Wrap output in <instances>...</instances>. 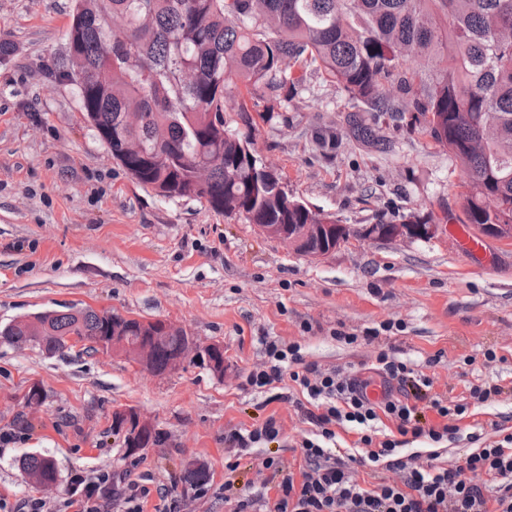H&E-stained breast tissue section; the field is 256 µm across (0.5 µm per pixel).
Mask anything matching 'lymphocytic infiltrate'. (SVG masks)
Listing matches in <instances>:
<instances>
[{"mask_svg": "<svg viewBox=\"0 0 512 512\" xmlns=\"http://www.w3.org/2000/svg\"><path fill=\"white\" fill-rule=\"evenodd\" d=\"M267 367L250 373V386L266 388L290 377L306 406L303 414L315 428L303 439L300 458L283 470L277 457H264L263 470L282 473L276 485L259 491H235L224 483L225 501L234 512H512V432L497 425V439L481 427L463 432L470 401L488 402L503 392L497 383L471 386L468 401L449 403L434 393L432 376L388 352H380L370 376L342 367L324 369L308 362L301 347L260 339ZM380 384L382 397L367 389ZM356 432L342 446L339 432ZM467 436L470 449L455 463L437 465L439 444ZM63 512H107L111 499L126 512H144L150 494L138 482L102 472L77 477Z\"/></svg>", "mask_w": 512, "mask_h": 512, "instance_id": "lymphocytic-infiltrate-1", "label": "lymphocytic infiltrate"}]
</instances>
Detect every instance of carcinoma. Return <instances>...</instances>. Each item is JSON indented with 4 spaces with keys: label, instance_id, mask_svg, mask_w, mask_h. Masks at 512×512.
Instances as JSON below:
<instances>
[{
    "label": "carcinoma",
    "instance_id": "cac0c4a2",
    "mask_svg": "<svg viewBox=\"0 0 512 512\" xmlns=\"http://www.w3.org/2000/svg\"><path fill=\"white\" fill-rule=\"evenodd\" d=\"M68 42L92 130L159 197L204 201L248 224L340 223L280 189L282 176L226 119L272 125L319 76L345 94L356 143L386 150L384 116L426 130L461 169L459 223L512 239V0H75ZM316 140L332 157L334 124ZM118 322L143 335L136 318L71 305L1 325L0 342L37 336L54 355L78 342L97 353ZM185 341L176 332L158 344L161 370ZM122 430L132 451L161 442L113 420ZM22 465L35 486L56 481L50 456Z\"/></svg>",
    "mask_w": 512,
    "mask_h": 512
}]
</instances>
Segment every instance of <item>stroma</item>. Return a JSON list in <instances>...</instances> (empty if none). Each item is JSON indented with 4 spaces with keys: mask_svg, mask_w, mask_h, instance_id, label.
I'll return each mask as SVG.
<instances>
[{
    "mask_svg": "<svg viewBox=\"0 0 512 512\" xmlns=\"http://www.w3.org/2000/svg\"><path fill=\"white\" fill-rule=\"evenodd\" d=\"M72 0H0V325L60 305L109 308L184 327L197 346H224L223 376L186 360L153 376L128 357L71 352L48 356L37 346L0 343V512L24 498L58 504L75 475L101 470L148 481L145 512H164L160 486L176 484L180 512H233L224 481L260 484L258 463L273 452L293 460L312 431L290 380L261 392L246 383L265 359L261 337L300 344L306 361L366 373L380 352L429 369L435 392L459 402L486 381L508 393L475 405L487 436L512 417V241L484 237V252L465 253L444 213L462 215L461 172L443 147L420 131L381 125L386 152L358 145L343 122L347 101L312 78L296 109L252 133L261 161L290 192L333 213L351 236L312 260L260 234L238 217L200 201L166 199L142 189L113 160L79 109L73 86L53 61L65 53ZM335 122L334 160L320 157L314 126ZM412 215L439 220L429 239L376 240L358 230L376 219ZM356 337L353 345L345 337ZM496 361H486L487 352ZM442 353L440 363L426 360ZM44 402L24 407L30 387ZM131 409L163 441L128 454L110 434L112 412ZM27 411L28 429L14 427ZM278 441L243 454L224 435L267 418ZM53 457L54 487L33 486L25 456ZM206 473L192 489L187 472Z\"/></svg>",
    "mask_w": 512,
    "mask_h": 512,
    "instance_id": "1",
    "label": "stroma"
}]
</instances>
